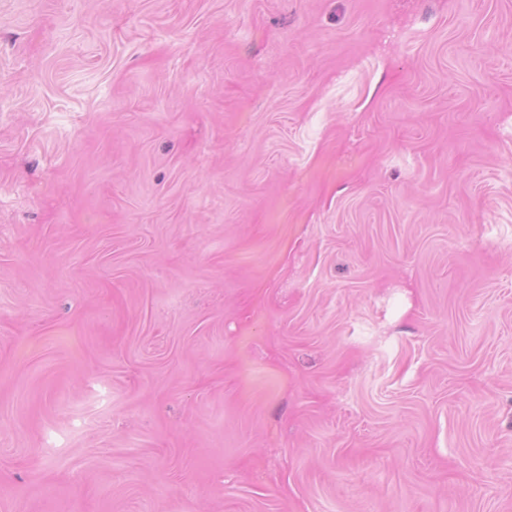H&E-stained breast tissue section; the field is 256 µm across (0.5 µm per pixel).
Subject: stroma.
<instances>
[{
  "label": "stroma",
  "mask_w": 512,
  "mask_h": 512,
  "mask_svg": "<svg viewBox=\"0 0 512 512\" xmlns=\"http://www.w3.org/2000/svg\"><path fill=\"white\" fill-rule=\"evenodd\" d=\"M0 512H512V0H0Z\"/></svg>",
  "instance_id": "1"
}]
</instances>
